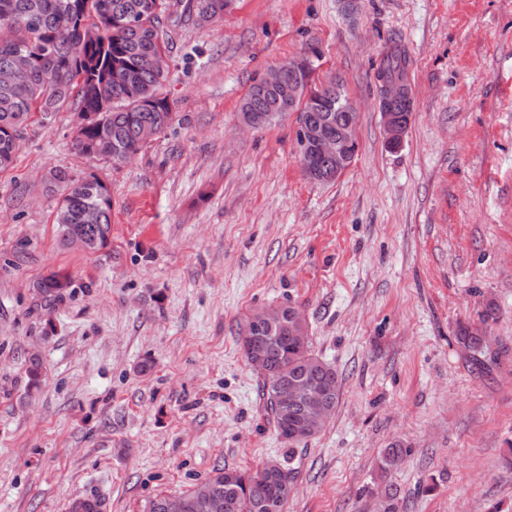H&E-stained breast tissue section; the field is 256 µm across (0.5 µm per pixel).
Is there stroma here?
I'll use <instances>...</instances> for the list:
<instances>
[{"mask_svg": "<svg viewBox=\"0 0 512 512\" xmlns=\"http://www.w3.org/2000/svg\"><path fill=\"white\" fill-rule=\"evenodd\" d=\"M172 36L174 122L130 164L78 154L66 106L0 170V512H67L89 493L144 512L270 459L298 471L285 512H369L392 443L409 450L391 474L400 512H512V0H234ZM393 42L415 96L395 149L376 104ZM296 57L358 112L333 183L306 176L295 113L239 125L250 87ZM56 168L108 186L102 251L58 243ZM52 272L85 288L48 311L34 287ZM278 305L341 381L295 447L240 343L245 317ZM463 326L485 334L481 360Z\"/></svg>", "mask_w": 512, "mask_h": 512, "instance_id": "35a3bbf8", "label": "stroma"}]
</instances>
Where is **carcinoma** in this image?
I'll use <instances>...</instances> for the list:
<instances>
[{
    "instance_id": "carcinoma-1",
    "label": "carcinoma",
    "mask_w": 512,
    "mask_h": 512,
    "mask_svg": "<svg viewBox=\"0 0 512 512\" xmlns=\"http://www.w3.org/2000/svg\"><path fill=\"white\" fill-rule=\"evenodd\" d=\"M232 0H188L184 11L195 14L203 22L208 14L216 19L224 15ZM167 0H0V10L8 6L16 22L14 42L0 44V69L11 65L16 51L28 52L33 67L16 86L0 85V169L13 166L20 142L32 114L43 118L73 103L79 114L99 113L103 125L86 129L84 139L75 145L79 152L91 156L106 134L112 147V165L127 154H137L145 142L141 134L147 127L163 132L173 122V112L161 89L169 73V55L160 57L157 72L144 71L137 75L131 88L116 86L107 80L110 68L130 67L145 51H157L158 45L169 49V35L162 28ZM87 39L88 51L83 61L72 62L67 54L70 41ZM411 63L406 51L398 46L386 50L380 60L378 83L407 82ZM323 85L339 89L336 98L324 100L318 112H300L297 123L326 120L331 125L356 121L357 114L346 112L349 98L343 85L329 79ZM250 88L240 105L242 112H272L275 122L288 114V98L279 92L254 95ZM378 106L395 113L401 122L409 124L412 114V93L407 92L391 101L378 95ZM49 185H62L69 190L63 216L55 217L57 237L61 245L71 230L87 229V233H103L112 229V199L101 196L100 181L92 176L73 179L64 169L51 172ZM75 284L69 277L51 273L37 282L35 291L43 302L55 305L75 294ZM298 310L287 306L282 318L270 324L261 337L247 334L251 319L242 328V352L246 361L255 355L266 358L262 378V397L267 420L281 435H288L290 444H307L322 430L324 423L310 425L312 417L310 386L324 387L325 398L336 407L341 397V385L336 370L311 350L308 328L300 329L292 317ZM459 342L472 354L481 353L485 337L464 328ZM294 386L300 393V403L288 412L275 404V395L282 384ZM406 450L398 445L384 449L381 470L387 474L401 461ZM296 471L270 461L255 469L217 468L178 497L184 501L183 512H208L201 507V491L207 490L228 504L221 512H265L266 503L273 501L286 506L297 492ZM399 490L389 484L380 499V512H397Z\"/></svg>"
}]
</instances>
